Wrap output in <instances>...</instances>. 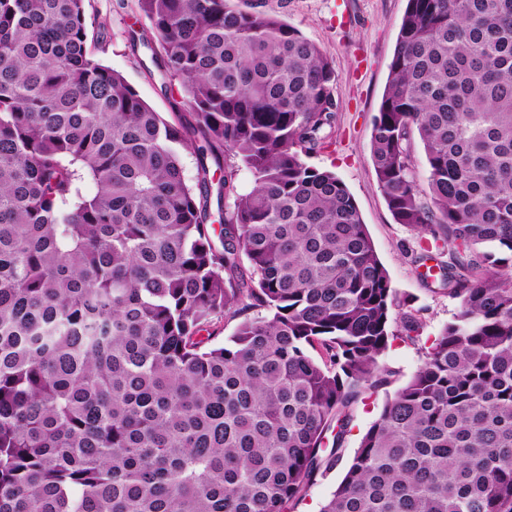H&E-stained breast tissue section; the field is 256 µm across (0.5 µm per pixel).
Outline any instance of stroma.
Returning <instances> with one entry per match:
<instances>
[{"label": "stroma", "mask_w": 512, "mask_h": 512, "mask_svg": "<svg viewBox=\"0 0 512 512\" xmlns=\"http://www.w3.org/2000/svg\"><path fill=\"white\" fill-rule=\"evenodd\" d=\"M316 44L332 62L334 97L338 104L332 142L308 157L309 165L336 173L353 196L376 252L386 268L399 302L417 311L420 339L394 340L380 361L393 370L391 385L362 394L351 412V423L336 465L317 475L296 506L286 512H319L331 498L351 463L363 435L393 395L420 366L423 343L438 335L458 311V301L439 286V272H426L415 256L419 236L396 223L387 208L374 171L370 144L376 113L389 74L407 0H263ZM88 19L102 25L106 36L93 49L95 59L121 73L139 95L164 117H171L181 88L166 89L159 74L149 73L151 52L131 47L128 35L143 20L134 0H86Z\"/></svg>", "instance_id": "1"}]
</instances>
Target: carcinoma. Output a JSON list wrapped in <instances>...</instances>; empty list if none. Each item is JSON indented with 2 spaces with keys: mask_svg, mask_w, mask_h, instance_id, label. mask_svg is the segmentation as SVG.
<instances>
[{
  "mask_svg": "<svg viewBox=\"0 0 512 512\" xmlns=\"http://www.w3.org/2000/svg\"><path fill=\"white\" fill-rule=\"evenodd\" d=\"M137 10L172 120L94 59L85 0H0V512H285L419 318L305 161L323 52L258 4ZM371 160L459 307L320 512H512V0H407Z\"/></svg>",
  "mask_w": 512,
  "mask_h": 512,
  "instance_id": "1",
  "label": "carcinoma"
}]
</instances>
